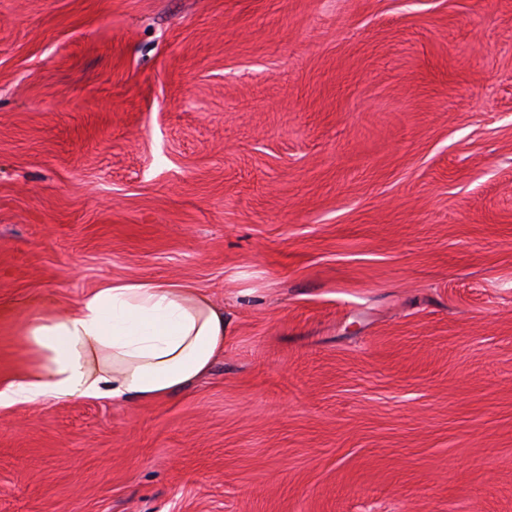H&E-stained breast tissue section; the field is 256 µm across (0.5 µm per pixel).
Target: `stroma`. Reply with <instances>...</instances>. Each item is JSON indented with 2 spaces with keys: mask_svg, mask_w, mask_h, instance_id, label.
Masks as SVG:
<instances>
[{
  "mask_svg": "<svg viewBox=\"0 0 512 512\" xmlns=\"http://www.w3.org/2000/svg\"><path fill=\"white\" fill-rule=\"evenodd\" d=\"M167 278L223 357L0 405V512H512V0H0V384Z\"/></svg>",
  "mask_w": 512,
  "mask_h": 512,
  "instance_id": "stroma-1",
  "label": "stroma"
}]
</instances>
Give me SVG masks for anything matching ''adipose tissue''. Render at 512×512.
Instances as JSON below:
<instances>
[{"mask_svg":"<svg viewBox=\"0 0 512 512\" xmlns=\"http://www.w3.org/2000/svg\"><path fill=\"white\" fill-rule=\"evenodd\" d=\"M13 329L22 366L0 403L151 402L191 387L224 352L223 308L184 279L115 280L73 310H35Z\"/></svg>","mask_w":512,"mask_h":512,"instance_id":"ef3b65f1","label":"adipose tissue"}]
</instances>
